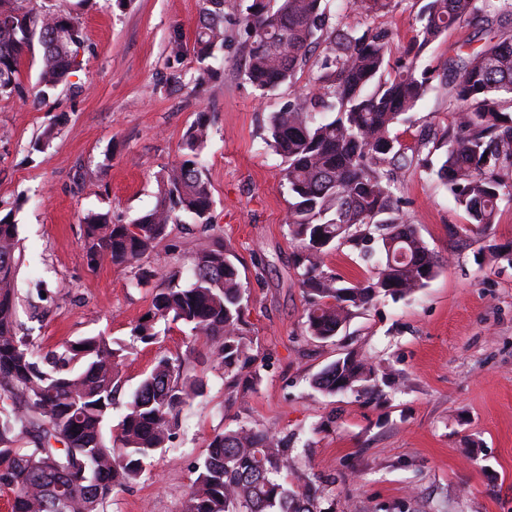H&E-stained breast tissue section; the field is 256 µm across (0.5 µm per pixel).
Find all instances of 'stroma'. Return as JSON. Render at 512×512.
<instances>
[{"mask_svg":"<svg viewBox=\"0 0 512 512\" xmlns=\"http://www.w3.org/2000/svg\"><path fill=\"white\" fill-rule=\"evenodd\" d=\"M426 2L394 0L389 10L347 11L341 20L389 29L395 64ZM28 6L70 17L83 32L73 70L46 97L38 95L36 49L22 59L20 93L0 96V218L18 226L24 301L17 319L35 337V353L97 333L129 340L158 283L133 286L131 267H88L81 219L105 213L130 224L153 209L160 173L182 159L183 138L204 115L214 230L184 219L141 265L176 258L186 266L213 237L223 238L246 286L245 319L262 366L257 379L240 375L230 391L210 343L192 340L182 326L136 343L119 367L113 421L160 356L188 355L190 372L205 374L208 387L185 408L172 447L158 451L146 476L105 512H180L211 436L242 423L288 436L298 469L324 489L322 512H512V263L487 249L512 247V205H502L489 237L467 233L466 212L437 177L404 171L403 209L441 258L438 275L411 298L382 300L356 315L334 341L313 340L284 224V163L263 137L270 113L311 95L314 65L293 84L255 90L243 74L240 0H226L224 48L202 62L194 54L201 0ZM175 39L183 44L177 56ZM450 120L447 93L433 92L395 133L415 147ZM48 129L52 137L42 140ZM39 288L47 311L35 319L25 298ZM350 351L388 367L377 394L315 391L312 378Z\"/></svg>","mask_w":512,"mask_h":512,"instance_id":"1","label":"stroma"}]
</instances>
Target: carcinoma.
<instances>
[{
  "mask_svg": "<svg viewBox=\"0 0 512 512\" xmlns=\"http://www.w3.org/2000/svg\"><path fill=\"white\" fill-rule=\"evenodd\" d=\"M202 2L195 43L204 60L224 47V0ZM392 2L348 5L371 15ZM498 2L428 0L407 61L393 75L390 32L341 25L337 0H249L238 18L247 46L244 72L263 94L292 83L312 49L321 48L317 93L272 113L264 138L286 162L285 224L312 338H335L357 313L419 292L441 268L397 195V173L413 165V156L393 134L436 88L434 80L449 89L453 120L422 147L439 153L435 175L468 214L467 231L486 235L501 204L512 203V0ZM26 3L0 0V96L19 89L20 61L34 45L41 47L40 84L52 88L70 73L83 42L76 22ZM474 22L495 35L459 51L439 73L418 69L417 59L449 28ZM209 137L203 119L187 131L186 158L164 171L158 204L135 223L114 224L102 213L85 218L88 266L136 265L182 213L210 228L212 192L200 161ZM342 246L370 263L364 280L349 282L326 264ZM17 250V225L0 219V490L10 494L11 512H102L116 490L140 481L147 461L169 447L185 407L207 386L203 376L187 372L186 357L161 356L112 431L119 366L135 343L156 341L161 322L179 323L191 338L213 343L214 360L231 378L248 368L259 375L236 256L215 239L187 267L142 271L136 285L157 275L161 285L149 319L133 328L129 342L99 333L37 356L17 322ZM385 374L386 368L348 354L312 385L328 395H373ZM294 466L286 438L247 424L216 433L196 464L182 512H321L318 487L288 482Z\"/></svg>",
  "mask_w": 512,
  "mask_h": 512,
  "instance_id": "1",
  "label": "carcinoma"
}]
</instances>
